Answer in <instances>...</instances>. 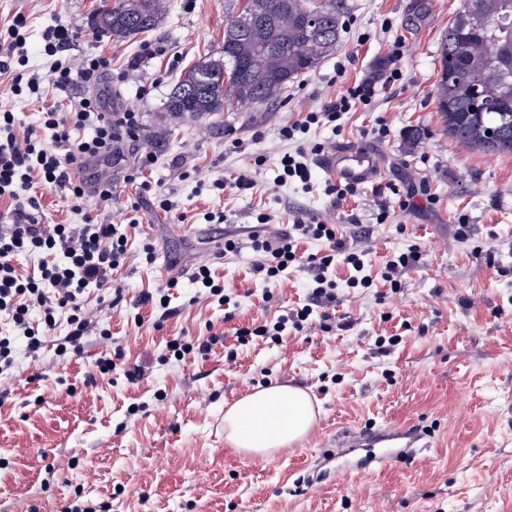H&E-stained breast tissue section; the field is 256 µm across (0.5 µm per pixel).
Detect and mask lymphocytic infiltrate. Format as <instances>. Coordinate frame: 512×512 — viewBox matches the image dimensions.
<instances>
[{
  "mask_svg": "<svg viewBox=\"0 0 512 512\" xmlns=\"http://www.w3.org/2000/svg\"><path fill=\"white\" fill-rule=\"evenodd\" d=\"M25 27V19L17 17L6 30H0V76H10L14 94L38 97L44 87L63 92L77 82L93 90L107 74L110 60L100 54L75 57L74 34L68 25L59 23L43 34V52L49 59L47 68L21 79L15 69L25 65L28 57ZM374 93V83L360 81L327 102L321 111L306 113L302 120L283 126V140L296 142L297 147L282 157L279 183L309 184L310 165L325 150L322 143L308 142L306 135L311 126L341 120L353 104L370 105ZM42 123L52 132L51 144H44L35 128H19L13 112L0 111V197L11 199L14 204L11 223L0 225V316L27 338V348L34 354L41 342L30 324V311L39 310L48 329L55 327L59 313H67L70 331L65 342L76 353L90 323L83 293L92 287L105 295L122 293L116 276L127 254L126 236L112 225L100 223L97 212L86 208L88 192L80 175L81 167L89 162L111 163L121 134H134L139 116L130 111H106L103 98L93 92L81 98L70 111L45 110ZM43 186L67 189L69 200L86 208L83 223H40L38 190ZM302 238L326 241L328 249L320 255H299L297 244ZM250 247L256 255L255 275L269 282L277 280L294 264H306L311 304L279 316L272 324L239 329L237 339L241 342L251 335L279 342L288 331H302L312 305L326 306L336 299L337 284L328 275L335 261L352 267L348 287L371 285L357 250L337 236L335 225L315 217L297 219L288 228L268 235L252 233ZM28 253L42 254L45 260L37 271L22 276L15 262L19 255ZM57 254L63 255V262H54Z\"/></svg>",
  "mask_w": 512,
  "mask_h": 512,
  "instance_id": "f902f5d3",
  "label": "lymphocytic infiltrate"
}]
</instances>
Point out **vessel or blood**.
<instances>
[{"mask_svg":"<svg viewBox=\"0 0 512 512\" xmlns=\"http://www.w3.org/2000/svg\"><path fill=\"white\" fill-rule=\"evenodd\" d=\"M334 178L340 182L365 183L375 177L376 159L372 153L358 148L337 149L326 161ZM418 431L394 434L360 430L342 436L333 452V460L341 469L365 472L370 468H385L405 457L407 449L418 447Z\"/></svg>","mask_w":512,"mask_h":512,"instance_id":"b4317fda","label":"vessel or blood"}]
</instances>
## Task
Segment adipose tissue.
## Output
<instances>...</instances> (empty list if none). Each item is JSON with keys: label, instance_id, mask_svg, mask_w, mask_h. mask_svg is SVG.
Instances as JSON below:
<instances>
[{"label": "adipose tissue", "instance_id": "adipose-tissue-1", "mask_svg": "<svg viewBox=\"0 0 512 512\" xmlns=\"http://www.w3.org/2000/svg\"><path fill=\"white\" fill-rule=\"evenodd\" d=\"M316 414L310 395L288 385L257 389L224 414V432L238 451L265 457L302 439Z\"/></svg>", "mask_w": 512, "mask_h": 512}]
</instances>
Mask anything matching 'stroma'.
Masks as SVG:
<instances>
[{
  "mask_svg": "<svg viewBox=\"0 0 512 512\" xmlns=\"http://www.w3.org/2000/svg\"><path fill=\"white\" fill-rule=\"evenodd\" d=\"M100 3L0 0V26L26 21V71L43 68L42 33L64 22L77 35L76 54L112 58L101 84L108 111L140 115L135 145L112 161V200L99 207L100 221L128 237L118 274L123 298L86 291L91 323L79 354L58 353L70 331L63 317L42 335L37 354L17 341L13 375L0 380V512H63L77 499L99 512H512V155L449 138L435 97L440 38L461 0H345L340 45L313 71L267 105L203 120L171 116L164 106L193 62L223 58L224 0H167L158 29L123 42L94 38L90 20ZM397 39L402 76L389 84L387 47ZM147 42L158 55L134 64ZM361 79L377 84L372 106L345 114L341 132L315 127L309 137L330 152H373L376 177L339 202L326 193L334 178L322 162L309 186L277 184L281 157L295 149L281 127ZM87 93L78 84L68 97L47 89L36 101L14 95L5 81L0 110L30 125L42 108L67 107ZM137 148L158 158L143 189L124 180ZM250 164L255 187L234 188ZM215 179L224 180V192L200 190V181ZM410 188L417 207L401 209L398 193ZM163 197L177 201L180 216L160 209ZM210 211L223 213V223H205ZM263 213L276 225L311 217L335 225L363 250L375 280L344 287L349 271L335 263L333 322L322 325L314 313L306 330L280 343L255 337L242 345L238 329L308 302L304 266L274 284L254 275L249 236ZM462 219L463 242L456 237ZM228 239L236 251L225 252ZM413 245L422 257L402 270L399 289L379 280L388 256ZM197 263L210 265L230 303L195 300L188 276ZM147 291L165 294L176 315L164 319L140 303ZM213 333L224 342L207 358L170 357L173 340ZM381 336L392 338L388 350ZM101 357L114 359L115 369L96 372ZM136 365L141 378L127 380ZM268 384L306 390L317 417L303 439L259 458L225 439L224 411ZM405 427L425 435L415 456L367 475L329 464L308 484L310 455L337 435Z\"/></svg>",
  "mask_w": 512,
  "mask_h": 512,
  "instance_id": "obj_1",
  "label": "stroma"
}]
</instances>
